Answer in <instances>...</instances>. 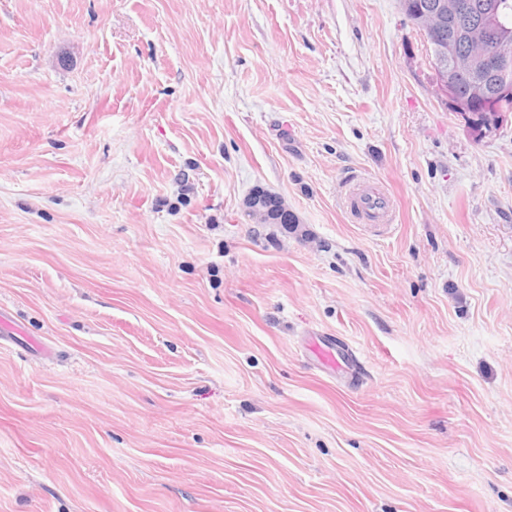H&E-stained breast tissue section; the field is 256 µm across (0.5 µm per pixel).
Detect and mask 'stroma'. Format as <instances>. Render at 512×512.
<instances>
[{
	"label": "stroma",
	"instance_id": "stroma-1",
	"mask_svg": "<svg viewBox=\"0 0 512 512\" xmlns=\"http://www.w3.org/2000/svg\"><path fill=\"white\" fill-rule=\"evenodd\" d=\"M426 48L399 0H0V512H512V118ZM351 212L361 221L372 227L389 224L392 205L387 194L369 180H359L347 194ZM272 198L279 203L280 207L288 211V208L279 195L270 193L265 189H256L253 191L245 199V209L248 214L259 222H263L268 218L270 220V218H272L273 208L275 207Z\"/></svg>",
	"mask_w": 512,
	"mask_h": 512
}]
</instances>
